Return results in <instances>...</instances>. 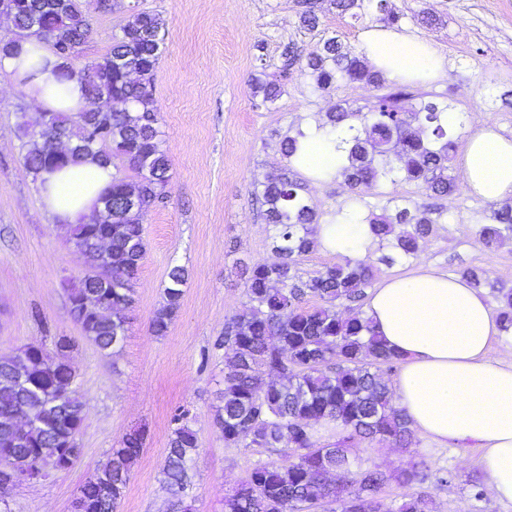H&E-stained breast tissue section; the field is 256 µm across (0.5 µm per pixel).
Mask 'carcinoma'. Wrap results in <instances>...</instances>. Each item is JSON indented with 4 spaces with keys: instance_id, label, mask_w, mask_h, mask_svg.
Segmentation results:
<instances>
[{
    "instance_id": "carcinoma-1",
    "label": "carcinoma",
    "mask_w": 512,
    "mask_h": 512,
    "mask_svg": "<svg viewBox=\"0 0 512 512\" xmlns=\"http://www.w3.org/2000/svg\"><path fill=\"white\" fill-rule=\"evenodd\" d=\"M339 14L356 19L388 12L389 0H330ZM303 26L319 23L318 0H301ZM37 21L36 37L48 42L60 59L61 81L72 78L63 57L80 55L93 28L79 0H17L15 27L29 34ZM163 24L150 11H137L122 28L110 52L87 65L83 80L86 97L111 98L110 124H94V113H50V130L41 143L27 151L24 165L33 177L49 171L46 162L53 136L66 142L68 161L98 156L106 162L119 158L138 174L129 182L115 174L112 189L102 198L99 219L70 225L69 240L94 263L95 272L68 289L69 312L84 337L101 351L119 346L126 335L124 310L134 303L135 279L146 255L143 220L168 197L170 159L161 131V115L153 97L154 75L161 58ZM288 65L314 77L325 89L339 81L386 88L379 71L368 69L362 56L337 37L322 40L319 49L298 57L285 47ZM140 81L128 79V72ZM283 93L280 81L255 80L253 96L261 104ZM406 87L376 97L368 111L341 104L327 114L325 124L340 128L356 120L361 130L342 141L343 163L334 178L352 189L398 170L429 196L443 198L456 189L448 175L456 142L448 134L446 101L424 99L407 107ZM301 181L284 170L269 176L261 196L263 216L271 225L275 262L252 266L246 280L247 302L224 321L228 354L224 390L216 421L224 443L239 448L288 452L280 462L256 464L225 499L224 512H312L327 505L331 512H382L379 493L391 480L403 487L437 477L423 461L410 468L390 469L351 453L361 442L388 443L408 448L416 435L382 368L400 362L374 332L365 317H345L340 307L361 304L374 277L370 260L349 258L327 265L307 278L299 273L301 258L315 250L310 225L320 221L317 208L304 195ZM134 197L139 205L126 207ZM442 212L403 208L394 215L352 211L359 224L370 225L373 237L389 241L401 254L418 249ZM481 230L491 247L512 230V206L492 215ZM186 270L168 273L164 303L151 319L153 335H166L184 295ZM317 305L303 307L305 298ZM503 330H512V290L497 289ZM75 374L61 356H50L43 346L0 356V458L30 468L57 467L66 471L79 457L76 438L84 421V404L72 389ZM334 422L336 441L322 444L314 425ZM145 445V431L136 429L111 451L110 461L79 486L80 512H117L130 480L131 466ZM199 448L197 432L186 422L173 428L163 467L165 483L175 496L172 507L189 512L182 493L188 484L189 462ZM391 512H426L425 495L406 494Z\"/></svg>"
}]
</instances>
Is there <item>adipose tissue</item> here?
Segmentation results:
<instances>
[{"instance_id":"obj_1","label":"adipose tissue","mask_w":512,"mask_h":512,"mask_svg":"<svg viewBox=\"0 0 512 512\" xmlns=\"http://www.w3.org/2000/svg\"><path fill=\"white\" fill-rule=\"evenodd\" d=\"M360 51L394 81L444 73L432 49L392 29L366 31ZM55 66L53 53L35 37L21 40L17 53L0 57V71L9 73L35 106L88 110L81 83H59ZM299 145L295 164L304 173L335 171L338 153L323 131H304ZM458 164L466 189L491 202L512 197V138L492 125L468 132ZM114 173L112 164L92 157L45 173L41 191L47 210L70 222L92 217L101 210ZM316 238L333 253L362 257L371 233L365 224H320ZM366 315L400 357L394 388L413 427L439 444L471 441L482 448L490 491L512 503V366L490 356L501 328L484 296L464 278L423 268L381 283L370 294Z\"/></svg>"}]
</instances>
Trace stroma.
<instances>
[{
	"label": "stroma",
	"mask_w": 512,
	"mask_h": 512,
	"mask_svg": "<svg viewBox=\"0 0 512 512\" xmlns=\"http://www.w3.org/2000/svg\"><path fill=\"white\" fill-rule=\"evenodd\" d=\"M159 14L165 44L154 78V99L171 159L165 203L144 220L147 254L136 282L128 332L116 349L103 352L84 339L69 313L68 287L91 265L68 239L67 228L49 213L37 180L27 171L21 121L36 122L30 104L10 76L0 71V355L30 343L53 349L57 337L75 346L67 360L85 403L78 436L82 454L68 471L12 489L9 512H72L84 480L110 458L126 435L144 428L145 445L133 466L118 512H172L163 466L173 417L190 412L199 447L189 470L186 502L191 512H224V498L257 462L276 461V452L256 453L227 446L215 423L224 388V351L217 341L224 320L243 308L245 280L255 263L273 260L272 226L265 223L258 196L267 175L284 169V136L321 125L336 104L366 108L374 88L354 83L317 88L310 74L287 67L284 43L300 55L335 36L350 47L376 26L391 27L428 45L445 63L442 78L424 79L418 93L447 101L456 115L455 139L488 123L512 137V0H390L398 22L374 14L354 19L323 6L317 28L300 21L299 0H135ZM94 35L78 61L106 55L129 20L127 11L98 8L87 0ZM435 16L421 23L423 13ZM274 76L283 94L256 106L251 83ZM359 195L363 211L395 212L433 203L416 183L393 173L350 192L342 180L307 183L306 195L323 220L349 210ZM442 209L414 255L395 253L389 243L371 242L374 283L433 268L451 276L470 268L482 274L481 293L494 301L498 288L512 289V232L495 248L480 231L494 205L458 187L435 201ZM188 273L181 308L166 336H154L151 318L163 303L168 272ZM355 453L393 467L418 461L439 481L413 485L429 496V512H512L511 503L489 489L475 491L471 479H485L482 451L474 443L438 445L419 438L393 448L359 443Z\"/></svg>",
	"instance_id": "stroma-1"
}]
</instances>
